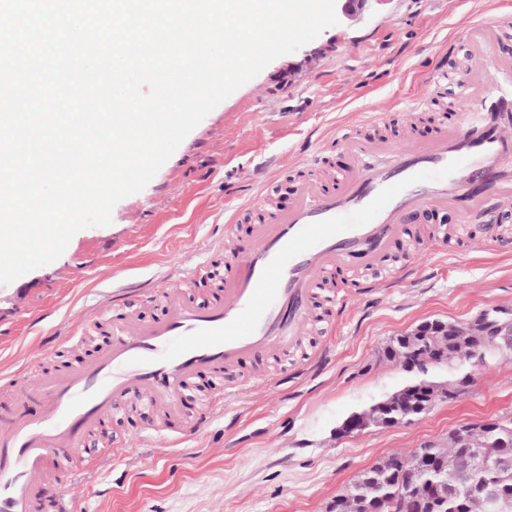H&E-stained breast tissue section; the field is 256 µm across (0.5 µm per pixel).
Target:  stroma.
<instances>
[{"mask_svg":"<svg viewBox=\"0 0 512 512\" xmlns=\"http://www.w3.org/2000/svg\"><path fill=\"white\" fill-rule=\"evenodd\" d=\"M500 10H512V0H372L221 102L142 191L113 207L109 225L78 231L56 261L0 285V373L14 377L0 392V429L38 412V401L20 393L53 327L75 331L54 360L68 365L105 341L79 333L92 310L121 308L126 290L171 272L186 275L206 261L223 267L212 241L229 233L239 246L251 243L248 223L227 224L235 207L264 186L270 202L287 205L307 167L327 176L343 165L336 153L316 161L322 140L361 129L393 143L414 101L423 104L427 132L435 128L430 114L467 105L460 77L436 86L430 75L471 49L472 21ZM497 205L489 192L468 214L421 212L388 254L399 272L392 287L330 308L280 363L248 364L224 407L207 409L187 393L186 413L203 423L179 446L148 434L143 412L123 416L112 426L124 444L111 462L52 477L49 495L67 507L73 489H86L83 512H324L387 455L446 440L462 421L512 417L508 362L476 367L467 392L413 423L334 435L350 413L409 383L398 363L380 356L391 337L425 320L467 324L484 310L512 308V223L496 241L487 229ZM282 371L287 383L270 388Z\"/></svg>","mask_w":512,"mask_h":512,"instance_id":"1","label":"stroma"}]
</instances>
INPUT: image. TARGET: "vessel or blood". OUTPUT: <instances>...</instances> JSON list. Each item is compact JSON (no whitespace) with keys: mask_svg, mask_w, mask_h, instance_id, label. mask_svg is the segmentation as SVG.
<instances>
[{"mask_svg":"<svg viewBox=\"0 0 512 512\" xmlns=\"http://www.w3.org/2000/svg\"><path fill=\"white\" fill-rule=\"evenodd\" d=\"M471 30L467 68L475 80L488 71L493 79L451 123L429 137L410 133L394 150L358 134L320 145L341 151L343 171L303 178L288 209L264 211L251 249L226 268L223 289L202 303L160 280L150 295L164 302L163 319L138 326L129 311L106 312L105 350L35 376L29 391L39 414L0 432V512H45L49 472L66 471L73 458L92 471L104 464L108 453L92 438L130 395L164 414L158 435L177 446L192 381H211L206 399L223 406L238 391L233 367L258 354L277 359L296 344L322 291L358 287L354 272L381 267L420 209H469L477 187L512 201V170L499 165L512 149V58L497 54L512 13Z\"/></svg>","mask_w":512,"mask_h":512,"instance_id":"1","label":"vessel or blood"}]
</instances>
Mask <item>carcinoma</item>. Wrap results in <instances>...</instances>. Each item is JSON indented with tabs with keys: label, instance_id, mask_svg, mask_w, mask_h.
<instances>
[{
	"label": "carcinoma",
	"instance_id": "cac0c4a2",
	"mask_svg": "<svg viewBox=\"0 0 512 512\" xmlns=\"http://www.w3.org/2000/svg\"><path fill=\"white\" fill-rule=\"evenodd\" d=\"M478 335L472 326L458 323L452 324L445 336L429 338L411 331L392 337L382 358L400 363L405 358L423 359L435 354L442 356L443 366L457 365ZM397 394L392 399L393 423L413 422L421 417L417 389L406 385ZM358 415L371 426L385 424L383 411L373 404ZM507 442L512 444V419L497 425H472L462 435L451 431L447 442H427L407 455L393 453L387 461L373 465L369 477H357L345 493L336 496L335 512H383L390 502L397 512H487L484 499L470 493L436 508L429 493L430 483L447 478L467 489L478 482H493L512 497V472L498 475L461 463L465 456L495 459L506 451Z\"/></svg>",
	"mask_w": 512,
	"mask_h": 512
}]
</instances>
